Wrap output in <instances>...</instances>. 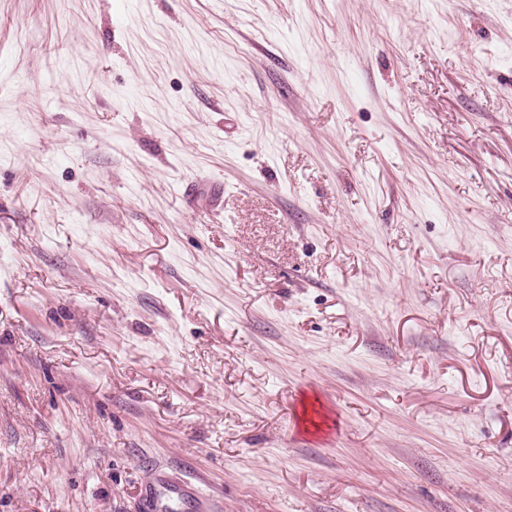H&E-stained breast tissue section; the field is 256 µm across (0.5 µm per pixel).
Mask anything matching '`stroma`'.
<instances>
[{"instance_id": "obj_1", "label": "stroma", "mask_w": 512, "mask_h": 512, "mask_svg": "<svg viewBox=\"0 0 512 512\" xmlns=\"http://www.w3.org/2000/svg\"><path fill=\"white\" fill-rule=\"evenodd\" d=\"M512 512V0H0V512Z\"/></svg>"}]
</instances>
